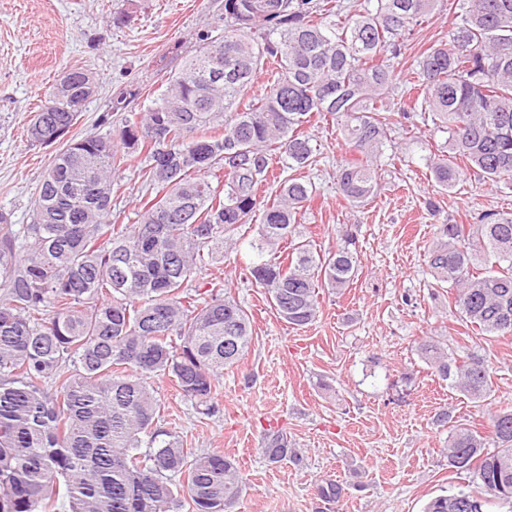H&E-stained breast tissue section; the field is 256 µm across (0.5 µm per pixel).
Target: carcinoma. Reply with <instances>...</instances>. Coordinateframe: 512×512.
Returning <instances> with one entry per match:
<instances>
[{"mask_svg": "<svg viewBox=\"0 0 512 512\" xmlns=\"http://www.w3.org/2000/svg\"><path fill=\"white\" fill-rule=\"evenodd\" d=\"M444 0H365L341 15L337 0H224V32L203 46L143 113L118 129L69 138L96 83L67 71L65 94L27 126L31 143L64 142L36 188L32 223L0 209V512H231L243 492L235 459L184 447L166 426L153 379L168 380L207 417L219 411L224 370L252 342L250 316L215 283L188 292L205 256L233 244L252 221L257 191L272 172L316 162L297 132L312 114L341 126L354 158L339 165L336 190L353 205L378 190L374 159L398 120L386 99L390 57ZM448 41L417 64L421 111L448 134V153L429 158L438 185L472 173L512 180V0H463ZM273 83L243 99L256 74ZM146 153L143 183L155 192L135 224L112 223V173ZM463 159L464 166L456 163ZM316 186L280 181L262 206L257 260L249 273L296 328L312 322L322 288L350 287L356 237L339 227L322 255L296 224ZM495 262L474 271L479 253ZM428 268L471 326L512 335V214L485 212L477 224H439ZM418 356L470 400L493 392L488 365L459 360L430 336ZM272 462L293 449L265 434ZM448 467L471 485L430 499L423 512L512 509V408L490 419V435L453 426Z\"/></svg>", "mask_w": 512, "mask_h": 512, "instance_id": "1", "label": "carcinoma"}]
</instances>
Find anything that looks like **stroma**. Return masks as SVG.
Returning <instances> with one entry per match:
<instances>
[{
	"label": "stroma",
	"instance_id": "1",
	"mask_svg": "<svg viewBox=\"0 0 512 512\" xmlns=\"http://www.w3.org/2000/svg\"><path fill=\"white\" fill-rule=\"evenodd\" d=\"M128 10L126 23L112 21ZM224 0H0V206L12 221H31V199L58 145L33 146L26 127L62 72L92 74L97 93L74 138L103 133L99 119L126 95V110L143 112L168 74L196 55L206 24H219ZM456 10L442 8L409 36L393 58L391 111L410 110L377 158L379 189L364 206L337 196L336 165L347 156L342 132L313 117L305 130L318 163L309 172L317 194L296 221L317 251L335 249L339 225L357 237L358 276L344 294L321 292L319 313L296 329L267 303L250 277L256 236L206 259L192 280L227 281L252 318L244 362L225 371L212 417L168 382L158 384L161 413L185 447L235 458L245 489L237 512H422L426 501L468 484L442 450L457 424L487 430L492 413L512 407V338L470 334L428 273L426 244L435 225L471 224L487 211L512 213V186L468 177L442 189L425 158L445 143L427 114L413 108L417 61L447 41ZM145 155L128 158L112 176V221L132 224L147 190ZM447 345L451 356L484 358L494 392L473 402L430 373L415 351L419 337ZM448 420H441V413ZM288 437L297 458L271 462L261 450L266 430ZM338 498L321 497L327 484Z\"/></svg>",
	"mask_w": 512,
	"mask_h": 512
}]
</instances>
